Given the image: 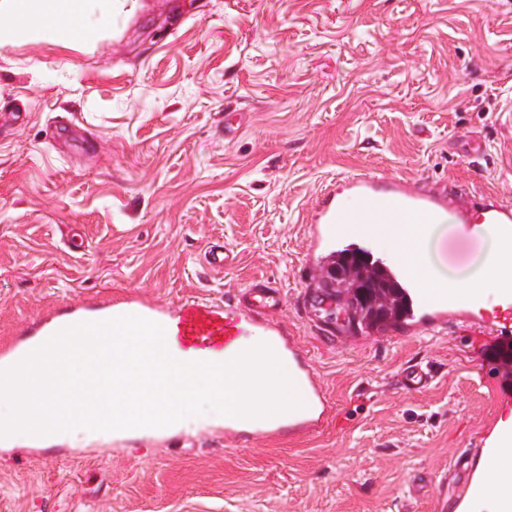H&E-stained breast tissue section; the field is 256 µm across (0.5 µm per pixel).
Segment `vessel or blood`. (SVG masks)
Returning a JSON list of instances; mask_svg holds the SVG:
<instances>
[{
    "mask_svg": "<svg viewBox=\"0 0 512 512\" xmlns=\"http://www.w3.org/2000/svg\"><path fill=\"white\" fill-rule=\"evenodd\" d=\"M350 190L368 199L382 198L389 206L406 210L414 218L417 233H424L431 216L440 209H452L461 221H468L472 207H479L488 214V225L493 229L512 228V202L493 196L479 200L462 199L461 195H448L446 189L416 188L404 180H387L372 173L359 172L347 177ZM310 222L316 244L333 242L343 236L342 225L337 219L334 189L321 192L313 207ZM397 276L410 288L421 312L420 324L425 329H446L449 319H456L458 332L470 342L492 344L497 355L512 353V318L489 316L476 295L461 296L447 285H432L425 279L417 256H409L396 269ZM282 296L269 281L257 280L247 285L232 308L224 310L214 304L187 302L181 304L178 339L182 342H201L218 349L231 350L243 328L263 333L275 341L288 356L297 377L303 385L301 401L303 414L277 419L269 426L244 433L238 429L234 418L224 422L225 436L239 440L244 436L270 438L291 430H307L321 426L329 418H336L340 428H348L355 411L361 407L365 394L354 395L341 411H334L326 399L320 382L302 348L289 338L287 329L276 321L274 312L279 308ZM431 370L418 366L404 372L399 383L407 390L427 388L433 381ZM512 446V424L500 425L486 451L499 459L498 469L481 473L468 481L460 490L459 499L482 494L489 484L499 485L500 512H512V461L502 460L503 448Z\"/></svg>",
    "mask_w": 512,
    "mask_h": 512,
    "instance_id": "1",
    "label": "vessel or blood"
}]
</instances>
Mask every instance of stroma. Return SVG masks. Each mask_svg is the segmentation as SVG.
Segmentation results:
<instances>
[{"label":"stroma","instance_id":"1","mask_svg":"<svg viewBox=\"0 0 512 512\" xmlns=\"http://www.w3.org/2000/svg\"><path fill=\"white\" fill-rule=\"evenodd\" d=\"M175 2L129 0L85 47L0 46V345L266 278L327 398L371 403L345 432L2 450L0 512H440L502 414L495 370L455 327L316 310L307 219L359 170L512 200V0H193L179 21ZM412 362L427 389L396 387Z\"/></svg>","mask_w":512,"mask_h":512}]
</instances>
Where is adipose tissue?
I'll use <instances>...</instances> for the list:
<instances>
[{"mask_svg": "<svg viewBox=\"0 0 512 512\" xmlns=\"http://www.w3.org/2000/svg\"><path fill=\"white\" fill-rule=\"evenodd\" d=\"M112 11V0H0V45L23 36H41L62 43L87 42L92 39L102 18ZM340 212L348 231L365 235L374 247L398 263L408 256L410 247L425 251L429 239L417 244L384 232L383 224L393 222L391 212L373 201L355 198L343 200ZM477 252L480 261L464 266L450 287L469 295L499 294L505 281H512V237L477 225Z\"/></svg>", "mask_w": 512, "mask_h": 512, "instance_id": "adipose-tissue-1", "label": "adipose tissue"}]
</instances>
